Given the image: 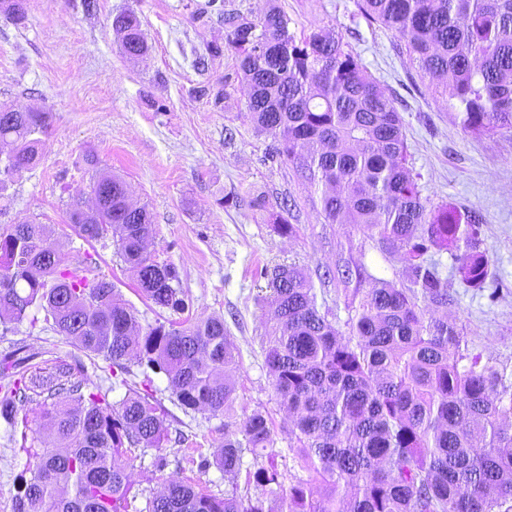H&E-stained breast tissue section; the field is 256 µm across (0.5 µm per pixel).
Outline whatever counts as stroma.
Instances as JSON below:
<instances>
[{
  "mask_svg": "<svg viewBox=\"0 0 512 512\" xmlns=\"http://www.w3.org/2000/svg\"><path fill=\"white\" fill-rule=\"evenodd\" d=\"M361 0H26V18L15 24L0 15V105L48 113L35 164L0 189V227L32 220L51 225L49 243L72 263H87L92 276L112 283L133 305L139 325L173 319L142 297L111 237L86 241L69 226L73 203L92 206L93 176L105 170L126 183L133 205L153 221L148 253L174 266L189 304L188 315L222 316L236 346L231 377L237 399L230 413L259 410L273 422L276 454L288 452V418L280 410L264 364V270L295 264L309 275L317 305L338 323L349 317L341 285L325 270L364 264L375 277L402 286L399 254L380 252L375 240L348 224L325 223L319 194L295 166L271 158L275 140L247 119V89L236 77L237 57L227 46L223 13L254 19L277 6L291 31L315 26L342 35L358 53L379 88L396 96L411 163L422 176V195L433 205L448 203L474 213L482 224V248L491 275L483 290L455 285L454 307L433 309L455 320L467 349L497 367L512 391V131L493 137L465 133L448 115L445 96L395 35L368 22ZM204 18H197L200 6ZM125 10L141 20L150 46L132 59L119 48L112 22ZM222 46L220 57L208 45ZM207 59L199 68V59ZM225 88L221 106L201 97L202 86ZM227 194L236 205L219 200ZM262 195L267 210L250 201ZM291 202L294 236L281 235L270 213ZM71 364L92 385L108 389L109 400L127 389L149 391L166 409L170 441L134 461L136 490L158 491L171 481L198 479L213 492L224 490L216 467L199 469L194 456L214 459L224 443L223 417L184 411L173 401L164 375L145 378L133 368L114 377L107 362L87 354L45 321L0 327V363L12 378L54 373ZM168 459L164 470L155 455ZM26 455L13 423L0 417V512L13 501Z\"/></svg>",
  "mask_w": 512,
  "mask_h": 512,
  "instance_id": "obj_1",
  "label": "stroma"
}]
</instances>
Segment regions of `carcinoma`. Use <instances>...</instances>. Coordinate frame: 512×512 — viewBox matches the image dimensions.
I'll use <instances>...</instances> for the list:
<instances>
[{
	"label": "carcinoma",
	"instance_id": "carcinoma-1",
	"mask_svg": "<svg viewBox=\"0 0 512 512\" xmlns=\"http://www.w3.org/2000/svg\"><path fill=\"white\" fill-rule=\"evenodd\" d=\"M0 9L17 24L25 19V0H0ZM361 9L404 41L454 123L477 136L512 130V0H363ZM114 24L123 53L148 52L134 12ZM224 26L248 87L249 121L279 137L276 156L321 184L326 223L351 224L401 254L406 286L376 279L363 292L364 267H336V280L356 283L352 297H360L343 331L318 310L303 269L273 268L265 366L288 414L289 450L308 478L263 454L272 420L255 410L224 422L214 464L231 489L219 496L199 482L172 481L139 512H512V396L495 366L462 352L455 324L429 315L432 305H455L437 251H454L462 282L485 288L482 225L422 197L395 101L343 38L322 27L298 37L277 7L255 21L226 12ZM47 127L46 112L0 123V141L14 144L5 176L34 163ZM104 184L110 199L93 215L72 204L71 225L87 241L111 235L140 292L185 312L177 270L147 254L148 210L128 209L119 176L103 174L93 189ZM47 239L45 224L0 227V324L40 309L56 333L109 368L144 366L166 377L184 410L226 415L237 387L215 378L236 364L224 318L139 326L112 282L88 278L59 252L44 260L53 251ZM0 391L1 415L34 414L22 433L28 459L14 512H130L134 448L159 450L168 439L160 404L136 392L111 403L65 364L52 380H15ZM44 431L53 446L43 444Z\"/></svg>",
	"mask_w": 512,
	"mask_h": 512
}]
</instances>
